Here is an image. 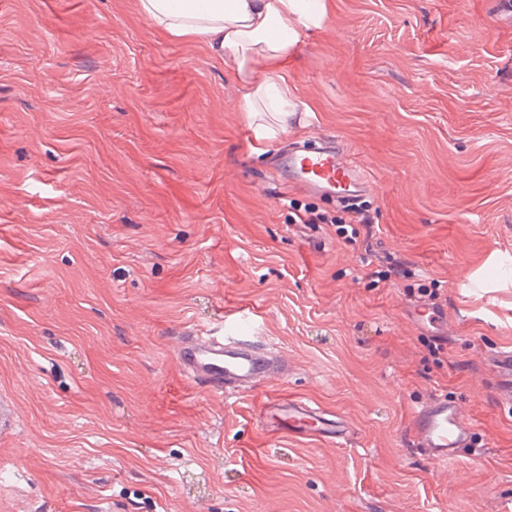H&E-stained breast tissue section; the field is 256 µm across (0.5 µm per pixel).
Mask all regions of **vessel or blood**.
<instances>
[{
    "label": "vessel or blood",
    "instance_id": "b4317fda",
    "mask_svg": "<svg viewBox=\"0 0 512 512\" xmlns=\"http://www.w3.org/2000/svg\"><path fill=\"white\" fill-rule=\"evenodd\" d=\"M277 167L287 170L288 183L307 194L349 198L366 191L368 181L357 164L343 159L336 146L292 148L279 156ZM178 364L191 384L208 387L233 397L265 386L281 376L277 362L257 352L251 339L229 336L222 341L186 337L177 353ZM492 364L502 374L504 402H512V350L498 352ZM259 421L273 436L306 434L332 440L340 433L331 419L319 414L305 400L277 397L260 410ZM411 433L429 460L447 463L467 440L470 431L460 406L435 396L414 412Z\"/></svg>",
    "mask_w": 512,
    "mask_h": 512
}]
</instances>
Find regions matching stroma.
I'll return each mask as SVG.
<instances>
[{"mask_svg": "<svg viewBox=\"0 0 512 512\" xmlns=\"http://www.w3.org/2000/svg\"><path fill=\"white\" fill-rule=\"evenodd\" d=\"M288 67L299 125L255 142L237 80L136 0H0V512H512V23L500 0H329ZM334 141L370 228L270 166ZM444 316L449 336L411 309ZM284 382L188 384L182 337L239 310ZM471 424L412 444L432 394ZM299 396L343 446L272 438ZM346 217L336 216L328 218L323 215H314L307 213L306 216H299V223L301 224H369V217L364 213L363 210L355 207L348 208L344 211ZM492 365L502 374V398L506 404H510L512 402V350L498 352L492 359ZM411 433L429 460L447 464L455 459L470 431L461 407L435 396L414 411Z\"/></svg>", "mask_w": 512, "mask_h": 512, "instance_id": "stroma-1", "label": "stroma"}]
</instances>
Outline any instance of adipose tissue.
Wrapping results in <instances>:
<instances>
[{
  "instance_id": "ef3b65f1",
  "label": "adipose tissue",
  "mask_w": 512,
  "mask_h": 512,
  "mask_svg": "<svg viewBox=\"0 0 512 512\" xmlns=\"http://www.w3.org/2000/svg\"><path fill=\"white\" fill-rule=\"evenodd\" d=\"M139 12L174 39L206 44L231 69L254 138L287 132L298 110L288 63L325 19V0H138Z\"/></svg>"
}]
</instances>
